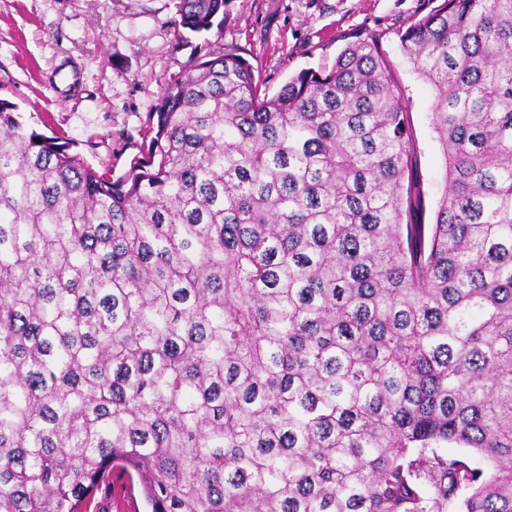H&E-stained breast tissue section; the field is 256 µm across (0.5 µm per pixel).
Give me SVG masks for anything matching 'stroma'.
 <instances>
[{"instance_id":"1","label":"stroma","mask_w":512,"mask_h":512,"mask_svg":"<svg viewBox=\"0 0 512 512\" xmlns=\"http://www.w3.org/2000/svg\"><path fill=\"white\" fill-rule=\"evenodd\" d=\"M439 0H233L222 43L248 58L268 93L304 68L332 66L356 36H378L406 110L425 192L422 223L444 191V158L430 125L434 88L416 73L397 36ZM173 0H0V98L25 124L67 139L93 169L120 176L143 146L165 90L207 39L178 42ZM80 82L67 87L61 69ZM82 512H149L140 484L101 482Z\"/></svg>"}]
</instances>
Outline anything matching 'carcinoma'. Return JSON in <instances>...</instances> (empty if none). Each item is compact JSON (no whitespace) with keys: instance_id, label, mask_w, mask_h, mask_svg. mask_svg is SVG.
Instances as JSON below:
<instances>
[{"instance_id":"cac0c4a2","label":"carcinoma","mask_w":512,"mask_h":512,"mask_svg":"<svg viewBox=\"0 0 512 512\" xmlns=\"http://www.w3.org/2000/svg\"><path fill=\"white\" fill-rule=\"evenodd\" d=\"M174 2L222 37L232 0ZM398 37L431 224L377 36L273 95L215 41L117 178L0 99V512L115 469L151 512H512V0Z\"/></svg>"}]
</instances>
